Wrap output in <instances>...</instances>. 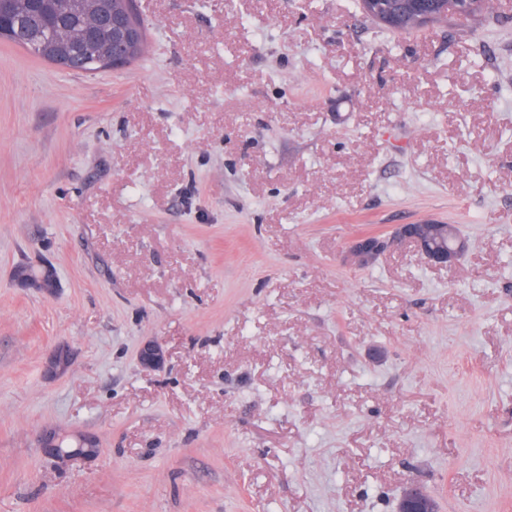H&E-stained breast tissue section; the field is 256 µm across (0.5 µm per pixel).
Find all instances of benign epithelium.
<instances>
[{
    "label": "benign epithelium",
    "mask_w": 512,
    "mask_h": 512,
    "mask_svg": "<svg viewBox=\"0 0 512 512\" xmlns=\"http://www.w3.org/2000/svg\"><path fill=\"white\" fill-rule=\"evenodd\" d=\"M367 13L387 24L395 25L399 21V14L387 9L382 0H367ZM104 41L122 39L130 50H135L134 34L129 22L121 14L113 15L112 26L101 31ZM446 225L426 220L415 224H398L393 227L390 236L378 234H363L356 237L350 244L348 255L357 263L363 265L375 260L379 255L392 246L402 243L413 248V252L432 268H446L454 263L466 248L463 240L453 243L445 239ZM18 281L33 288H40L47 293L54 291V270L48 265L41 268L39 277L30 279L22 270L16 271ZM138 363L145 372L160 371L166 364V353L162 345L156 340L145 341L138 352ZM59 435L52 432L47 437L44 447L52 452V457L59 463L86 459L99 451L96 437L91 435L79 436V444L75 448H64L58 452ZM397 512H437V505L426 492L415 485L404 490L397 507Z\"/></svg>",
    "instance_id": "benign-epithelium-1"
}]
</instances>
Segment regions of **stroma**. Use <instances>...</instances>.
<instances>
[{"label":"stroma","instance_id":"stroma-1","mask_svg":"<svg viewBox=\"0 0 512 512\" xmlns=\"http://www.w3.org/2000/svg\"><path fill=\"white\" fill-rule=\"evenodd\" d=\"M134 6L118 69L0 40V512H396L411 483L512 512V0L402 35L351 0ZM423 220L467 238L448 269L348 261ZM44 264L53 294L16 280ZM138 363L145 372L160 371L166 364V353L157 340L145 341L138 352ZM80 443L77 448H64L57 453L50 454L59 463H67L78 459H88L99 451V443L96 437L91 435H80Z\"/></svg>","mask_w":512,"mask_h":512}]
</instances>
